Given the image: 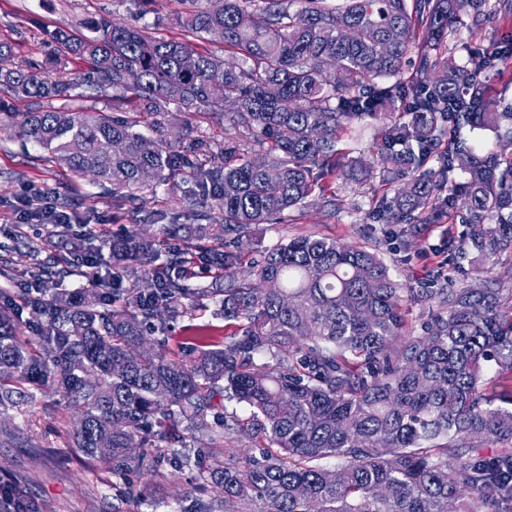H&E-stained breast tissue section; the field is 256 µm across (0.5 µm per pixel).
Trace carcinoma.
Instances as JSON below:
<instances>
[{
	"mask_svg": "<svg viewBox=\"0 0 512 512\" xmlns=\"http://www.w3.org/2000/svg\"><path fill=\"white\" fill-rule=\"evenodd\" d=\"M185 32L224 44L156 38L94 16L87 34L46 32L66 55L92 65L97 88L133 115L65 109L12 112L8 122L70 171L94 175L145 211L156 188L180 191L164 222L182 250L133 232L112 243L143 268L126 288L36 299L43 352L21 339L13 308L0 309V412L33 399L28 381L49 374L82 417L74 444L115 473L148 469L152 439L175 444L184 425L204 448L255 438L252 453L213 466L181 454L211 500L194 512H512V410L487 387L485 366L512 376V315L501 298L448 284L434 293L448 316L405 335L404 289L380 255L314 235L243 257L229 236L271 224L318 200L322 181L346 174L345 138L366 119L382 124L378 224H464L445 263L471 248L487 259L512 249V113L482 90L494 63L443 55L456 12L487 0H188ZM20 100L69 96L72 82L44 68L0 67V89ZM171 104L228 120L221 145L167 141L158 121ZM150 124L154 135L139 127ZM495 133L475 151L456 131ZM408 173L414 174L404 180ZM452 182L445 197L439 184ZM224 272L210 292L187 284V265ZM218 300L237 331L224 346L187 347L177 358L143 348L164 308ZM265 353L288 371L256 368ZM245 404L246 422L215 399ZM495 446L490 452L484 447ZM340 458L332 468L320 461Z\"/></svg>",
	"mask_w": 512,
	"mask_h": 512,
	"instance_id": "cac0c4a2",
	"label": "carcinoma"
}]
</instances>
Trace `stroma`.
Here are the masks:
<instances>
[{
  "instance_id": "1",
  "label": "stroma",
  "mask_w": 512,
  "mask_h": 512,
  "mask_svg": "<svg viewBox=\"0 0 512 512\" xmlns=\"http://www.w3.org/2000/svg\"><path fill=\"white\" fill-rule=\"evenodd\" d=\"M99 15L147 27L157 37L173 38L183 32L181 0H0V42L11 44L16 62L41 66L57 55L46 40V31L61 28L79 35L84 20ZM453 26L481 54L498 53L502 43L512 38V14L492 7L477 19L459 14ZM61 69L76 84L72 96L42 101L41 109H92L123 117V109L112 104L111 91L93 85L87 63L65 56ZM163 121L174 139L206 137L218 142L224 138V122L217 118L206 121L172 107ZM28 186L49 190L59 209L78 213L93 228L90 243L101 251L97 268L73 264V231L53 224H14L12 202ZM327 189L338 200L339 210L327 213L321 206L307 205L285 212L278 223L253 227L241 245L226 241V248L240 247L252 257L258 250L311 234L378 250L391 277L407 290L406 331L414 336L422 335L425 322L442 310L437 300H423L426 291L451 284L481 293L497 292L512 306V252L501 253L489 263L471 250L456 266H445L447 224H419L405 236L392 225H370L371 198L387 191L379 179L358 172L329 178ZM135 230L163 240L165 248L176 245L162 224L144 221L142 213L102 190L92 177L70 172L12 130L0 129V257L9 261L0 271V294L11 300L19 327L34 323L30 301L46 289L81 292L93 289L96 279L108 278L112 270L109 242ZM26 240L37 247V256L23 248ZM37 264L49 271V279L33 280L31 271ZM233 331V325L208 301L165 317L163 325L148 335L146 346L174 358L187 346L223 344ZM35 395L34 405L16 407L0 416V481L12 486L24 512H172L179 504L209 500L210 493L201 489L196 470L177 466L172 448L162 439L155 442L158 463L135 476L134 491L126 492L111 463L86 460L74 448L72 435L79 415L55 394L51 384L36 389Z\"/></svg>"
}]
</instances>
